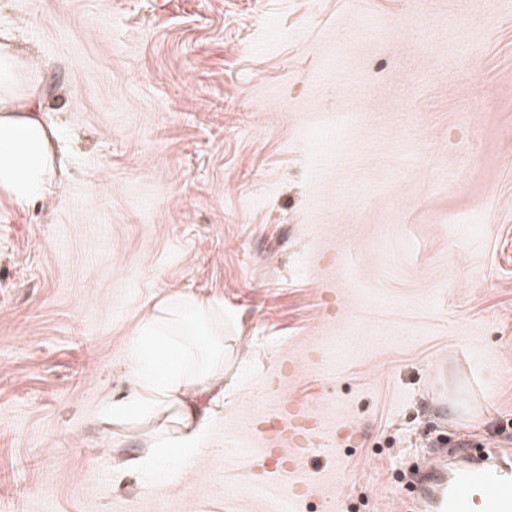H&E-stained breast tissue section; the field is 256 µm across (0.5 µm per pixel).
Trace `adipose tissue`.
Wrapping results in <instances>:
<instances>
[{
	"label": "adipose tissue",
	"mask_w": 512,
	"mask_h": 512,
	"mask_svg": "<svg viewBox=\"0 0 512 512\" xmlns=\"http://www.w3.org/2000/svg\"><path fill=\"white\" fill-rule=\"evenodd\" d=\"M27 57L0 54V195L46 199L55 176L56 130L42 116ZM127 371L133 393L109 404L116 424H150L153 463L192 462L213 414L201 403L224 378V307L189 292L166 295L134 331Z\"/></svg>",
	"instance_id": "ef3b65f1"
}]
</instances>
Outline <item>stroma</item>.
<instances>
[{
    "mask_svg": "<svg viewBox=\"0 0 512 512\" xmlns=\"http://www.w3.org/2000/svg\"><path fill=\"white\" fill-rule=\"evenodd\" d=\"M0 48L62 159L0 199V512H277L256 428L287 401L322 446L269 476L317 478L301 512H415L427 448L512 449V0H0ZM179 291L228 353L160 473L106 407Z\"/></svg>",
    "mask_w": 512,
    "mask_h": 512,
    "instance_id": "35a3bbf8",
    "label": "stroma"
}]
</instances>
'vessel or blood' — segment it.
Instances as JSON below:
<instances>
[{"mask_svg": "<svg viewBox=\"0 0 512 512\" xmlns=\"http://www.w3.org/2000/svg\"><path fill=\"white\" fill-rule=\"evenodd\" d=\"M289 455L278 469L293 465L300 449H312L310 436L289 432ZM414 486L421 512H512V462L500 454L481 452L437 460L419 472Z\"/></svg>", "mask_w": 512, "mask_h": 512, "instance_id": "obj_1", "label": "vessel or blood"}]
</instances>
